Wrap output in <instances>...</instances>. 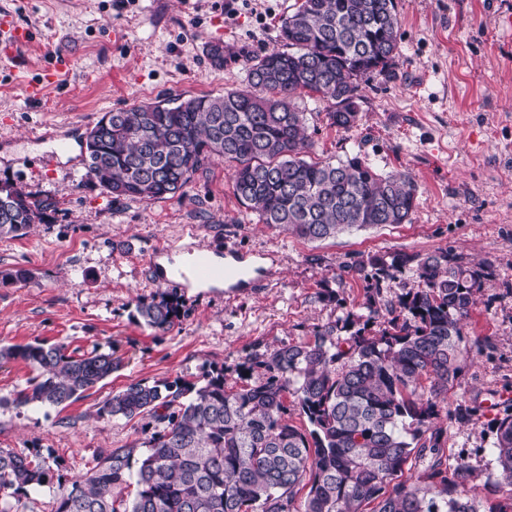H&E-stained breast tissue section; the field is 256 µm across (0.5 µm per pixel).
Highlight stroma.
I'll use <instances>...</instances> for the list:
<instances>
[{"label":"stroma","instance_id":"stroma-1","mask_svg":"<svg viewBox=\"0 0 512 512\" xmlns=\"http://www.w3.org/2000/svg\"><path fill=\"white\" fill-rule=\"evenodd\" d=\"M295 3L0 0V13L36 34L27 70L0 61V183L51 203L26 237L0 238V270L34 274L0 282V346L43 341L78 355L110 349L121 359L65 407L16 406L33 372L20 360L0 364V448L40 455L62 479L78 477L101 451L143 437L145 417H99L112 393L138 381L199 383L218 369L227 386L243 385L252 353L303 342L349 311L368 315V282L352 264L448 248L490 263L493 273L464 329L469 352L447 399L476 416L448 421L443 445L477 473L495 471L493 403L512 395V0H396L400 52L389 75L361 81L349 129L330 125L331 104L318 94L295 97L314 157L357 155L380 172L414 176L419 205L409 223L309 242L257 223L220 161L163 200L115 199L85 174L82 146L105 113L247 88L252 58L282 48L281 21ZM214 43L224 46L220 67L207 57ZM56 56L69 59L68 69L41 100H29L27 82ZM61 137L68 151H57ZM169 245L218 257L228 246L259 253L265 283L235 293L159 285L149 259ZM161 294L180 312L164 333L136 312L138 299Z\"/></svg>","mask_w":512,"mask_h":512}]
</instances>
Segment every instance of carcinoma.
Returning a JSON list of instances; mask_svg holds the SVG:
<instances>
[{
  "mask_svg": "<svg viewBox=\"0 0 512 512\" xmlns=\"http://www.w3.org/2000/svg\"><path fill=\"white\" fill-rule=\"evenodd\" d=\"M281 38L288 49L252 59L246 89L118 110L108 125L95 124L86 175L116 199H169L217 158L258 223L298 238L407 223L418 205L413 177L358 156L310 158L306 116L293 102L298 91L317 93L331 103V125L352 127L359 81L389 73L398 53L395 0H300ZM50 207L0 183V236L27 235ZM407 266L419 287L396 304L380 302L382 282ZM351 269L371 279L376 296L362 326L348 313L304 342L257 355L247 366L257 378L236 389L225 388L221 369L200 386L135 382L107 398L102 417L150 418L144 450L112 448L58 482L55 512H512V400L492 420L496 472L487 483L502 495L489 506L469 462L448 463L447 429L436 425L467 351L463 321L489 268L445 248ZM31 278L23 267L0 270L5 283ZM136 309L157 332L177 317L163 297ZM17 359L34 372L18 406L69 404L120 366L97 348L79 356L40 342L0 349V363ZM290 396L308 427L288 420ZM414 460L426 463L417 479L406 474ZM52 483L45 460L0 448V512L27 488Z\"/></svg>",
  "mask_w": 512,
  "mask_h": 512,
  "instance_id": "obj_1",
  "label": "carcinoma"
}]
</instances>
